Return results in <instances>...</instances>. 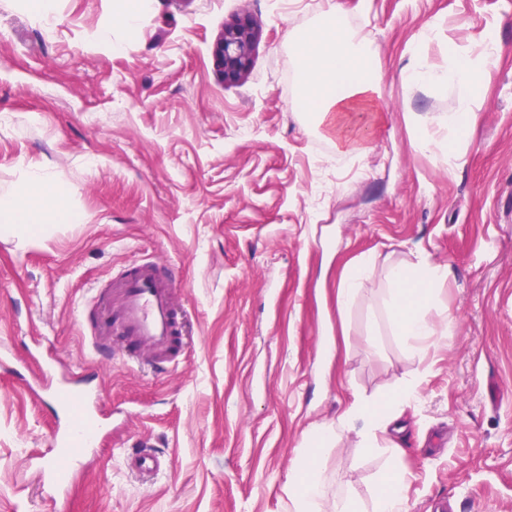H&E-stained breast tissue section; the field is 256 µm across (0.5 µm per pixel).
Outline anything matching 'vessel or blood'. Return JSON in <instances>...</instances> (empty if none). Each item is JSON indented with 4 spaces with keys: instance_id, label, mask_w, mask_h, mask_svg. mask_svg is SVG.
Here are the masks:
<instances>
[{
    "instance_id": "1",
    "label": "vessel or blood",
    "mask_w": 512,
    "mask_h": 512,
    "mask_svg": "<svg viewBox=\"0 0 512 512\" xmlns=\"http://www.w3.org/2000/svg\"><path fill=\"white\" fill-rule=\"evenodd\" d=\"M76 318L94 354L109 353L145 373L173 369L188 343L176 285L148 259L113 276L108 296L93 312L77 307ZM34 380L40 391L56 395L66 408L101 419L99 391L81 378L63 379L55 363L48 362L38 368ZM99 436L98 430H85L75 420L55 424L49 453L39 454L36 463L30 464L38 486L59 510L68 498L65 488L70 474L86 470ZM125 465L150 476L164 471L167 460L143 441L129 451Z\"/></svg>"
}]
</instances>
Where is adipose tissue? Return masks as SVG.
Returning <instances> with one entry per match:
<instances>
[{
  "label": "adipose tissue",
  "mask_w": 512,
  "mask_h": 512,
  "mask_svg": "<svg viewBox=\"0 0 512 512\" xmlns=\"http://www.w3.org/2000/svg\"><path fill=\"white\" fill-rule=\"evenodd\" d=\"M290 63L300 76L298 105L321 136L334 138L337 157L358 154L373 127V114L379 111L382 76L374 63L367 38L358 36L346 24L340 0H325L320 23L290 35ZM493 40H485L479 55L450 51L445 66H429L422 56L402 73L404 81L431 89L451 91L455 109L436 126L423 128L417 141L420 149H443V130L475 124L478 114L473 105L478 90L491 77L488 67L497 54ZM67 190L44 173L29 178V192L20 197L0 194V229L19 241L41 236L47 223L60 224L72 213L63 201ZM448 277V270L427 260L396 265L387 270L388 290L385 311L395 336L417 354L423 353L435 337L449 335L453 319L429 315L434 290ZM334 425H320L306 437L307 452L288 482L289 512H405L403 490L406 475L401 470L387 473L379 484L372 509L351 497H328L320 455L337 438Z\"/></svg>",
  "instance_id": "ef3b65f1"
}]
</instances>
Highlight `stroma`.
<instances>
[{"label":"stroma","mask_w":512,"mask_h":512,"mask_svg":"<svg viewBox=\"0 0 512 512\" xmlns=\"http://www.w3.org/2000/svg\"><path fill=\"white\" fill-rule=\"evenodd\" d=\"M341 2L382 75L355 171L306 123L288 64L290 32L314 26L325 0H153L132 30L116 0H53L47 20L0 0V186L21 195L46 173L77 215L31 244L0 234V512H51L27 463L48 448L56 407L15 374L45 348L124 412L67 512H287L312 427L413 377L421 399L391 406L382 450L365 452L353 428L323 451L329 493L371 507L396 464L408 512H512V0ZM242 14L260 38L249 75L227 84L211 48ZM487 37L502 55L452 165L415 145L452 93L401 72L413 53L439 67ZM365 257L367 294L340 311V283ZM143 258L174 279L191 341L160 375L100 362L75 319ZM421 258L447 266L432 314L455 326L417 355L381 297L388 265ZM143 437L169 461L147 483L123 462Z\"/></svg>","instance_id":"35a3bbf8"}]
</instances>
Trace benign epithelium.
<instances>
[{"label":"benign epithelium","instance_id":"obj_1","mask_svg":"<svg viewBox=\"0 0 512 512\" xmlns=\"http://www.w3.org/2000/svg\"><path fill=\"white\" fill-rule=\"evenodd\" d=\"M258 37L248 15H241L224 25L212 47L214 66L224 82L234 83L247 75Z\"/></svg>","mask_w":512,"mask_h":512}]
</instances>
